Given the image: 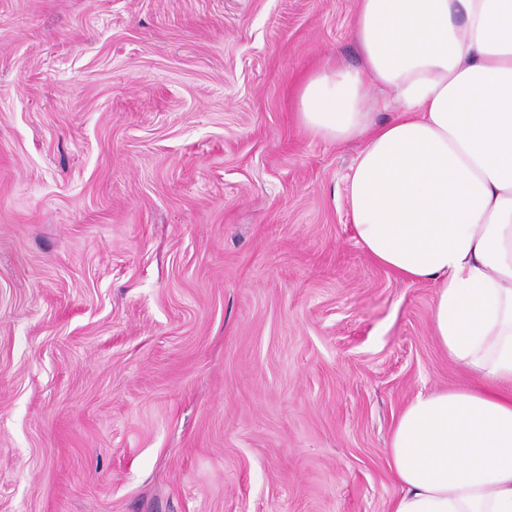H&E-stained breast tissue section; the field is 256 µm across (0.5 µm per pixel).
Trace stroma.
Segmentation results:
<instances>
[{"label": "stroma", "mask_w": 512, "mask_h": 512, "mask_svg": "<svg viewBox=\"0 0 512 512\" xmlns=\"http://www.w3.org/2000/svg\"><path fill=\"white\" fill-rule=\"evenodd\" d=\"M356 0H0V512H389L472 376L306 133Z\"/></svg>", "instance_id": "1"}]
</instances>
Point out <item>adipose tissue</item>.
Listing matches in <instances>:
<instances>
[{"mask_svg": "<svg viewBox=\"0 0 512 512\" xmlns=\"http://www.w3.org/2000/svg\"><path fill=\"white\" fill-rule=\"evenodd\" d=\"M361 62L303 81L311 135L364 146L347 185L355 238L432 283L434 334L476 390L401 411L391 512H512V0H357ZM397 115L378 121L385 95Z\"/></svg>", "mask_w": 512, "mask_h": 512, "instance_id": "1", "label": "adipose tissue"}]
</instances>
